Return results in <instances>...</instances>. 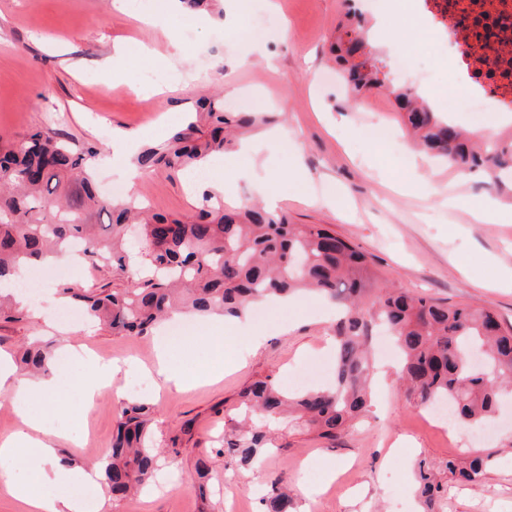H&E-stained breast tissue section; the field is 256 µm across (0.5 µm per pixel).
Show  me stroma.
I'll list each match as a JSON object with an SVG mask.
<instances>
[{
	"instance_id": "1",
	"label": "stroma",
	"mask_w": 512,
	"mask_h": 512,
	"mask_svg": "<svg viewBox=\"0 0 512 512\" xmlns=\"http://www.w3.org/2000/svg\"><path fill=\"white\" fill-rule=\"evenodd\" d=\"M371 45L382 56H416L432 75L422 86L429 99L453 98L451 66L441 56L434 34L422 17L381 22L377 0H361ZM346 0H227L226 19L205 13L166 15L159 28L145 27L117 13L112 0H0V138L18 141L34 130L55 129L95 146L98 187L128 175L129 156L120 146L125 134H144L152 143L167 137L192 108L201 85L241 97H264L283 118L254 136L256 150L236 180L237 201L260 200L263 184H272L294 224H319L349 239L364 252L379 283L425 294L451 304L494 311L512 327V285L496 277V262L512 261V193L496 187L489 171H458L424 154L414 167L403 163L394 143L366 137L368 124H395L393 100L385 91L348 97L329 47L344 20ZM265 33L263 53L248 67L238 58L249 48L248 27ZM187 33L196 52L171 65L177 80L163 94L143 96L134 79L168 50L166 32ZM127 52L117 68H108L116 47ZM288 141L287 151L266 148L269 135ZM335 203H325L329 190ZM200 185L166 170L141 175L135 192L161 213L190 211ZM480 201L495 210L481 222L469 204ZM268 321L251 324V335L228 336L225 351L240 355L228 365L213 351L193 354L192 367L218 373V380L188 390H150L154 404L151 440L164 449L166 472L139 494L112 502L99 491L95 512H260V496L275 477L288 482L298 512H419L412 494L419 461L440 464L461 459L474 447L467 428L437 419L409 399L396 365L378 364L369 412L348 434L333 441L318 438L295 421L281 423L275 451L238 463L224 453V434L233 427L239 392L270 376L286 382L297 369L315 370L330 358L335 320L325 301L302 295L288 305L269 304ZM56 308L37 300L33 313L18 321L0 319V354L9 355L33 339L83 343L101 359L138 355L155 359L165 338L115 336L86 325L81 318L59 324ZM120 373L118 392L83 406L69 389L60 392L63 413L52 427L61 435V454L90 468L112 445L121 407L134 400ZM482 445L495 449L485 477L476 484H449L444 512H512V452L503 450L512 436V402L504 404ZM210 460L213 482L226 494L202 503L194 487V463Z\"/></svg>"
}]
</instances>
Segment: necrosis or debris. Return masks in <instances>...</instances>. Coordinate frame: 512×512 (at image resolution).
Listing matches in <instances>:
<instances>
[{
    "label": "necrosis or debris",
    "mask_w": 512,
    "mask_h": 512,
    "mask_svg": "<svg viewBox=\"0 0 512 512\" xmlns=\"http://www.w3.org/2000/svg\"><path fill=\"white\" fill-rule=\"evenodd\" d=\"M424 11L456 74L455 109L512 116V0H425Z\"/></svg>",
    "instance_id": "obj_1"
}]
</instances>
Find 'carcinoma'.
<instances>
[{"instance_id": "cac0c4a2", "label": "carcinoma", "mask_w": 512, "mask_h": 512, "mask_svg": "<svg viewBox=\"0 0 512 512\" xmlns=\"http://www.w3.org/2000/svg\"><path fill=\"white\" fill-rule=\"evenodd\" d=\"M193 11L224 17V0H181ZM334 51L351 92L391 88L411 136L427 151L462 170L512 169V140L478 141L443 121L411 87L394 84L374 56L362 74L353 56L368 41L361 25L344 32ZM268 112H226L221 98L203 97L168 137L143 147L132 159L136 172L165 168L176 173L232 149L269 122ZM98 155L61 132L36 130L0 145V279L82 245L89 268L128 275L126 288L63 282L58 292L83 307L90 319L114 335L148 334L175 313L238 317L258 299L291 297L304 290L322 295L342 317L336 324V371L331 385L290 392L274 379L256 380L239 393L236 414L246 433L224 439V447L251 461L268 447L263 428L293 417L331 441L344 434L367 407L372 366L366 347L369 325L379 321L400 353L399 379L419 404L448 402L465 427L491 420L512 396V331L484 309L448 305L427 296L386 288L365 255L349 240L319 224H291L288 215L201 192L189 213L152 211L133 197L100 194L90 179ZM24 308L0 288V317L18 320ZM21 371L37 374L54 363L51 350L35 340L22 346ZM152 406L133 400L116 422L111 453L102 472L112 498L123 499L154 475L158 455L150 447ZM492 449L473 452L445 469L467 482L480 481ZM210 468L195 464L201 496L213 492ZM428 512L447 493L422 461L416 475ZM263 512H295L284 480H271L261 498Z\"/></svg>"}]
</instances>
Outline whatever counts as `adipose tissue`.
Here are the masks:
<instances>
[{"label":"adipose tissue","instance_id":"ef3b65f1","mask_svg":"<svg viewBox=\"0 0 512 512\" xmlns=\"http://www.w3.org/2000/svg\"><path fill=\"white\" fill-rule=\"evenodd\" d=\"M73 361L83 370L68 376L59 369L27 377L19 375L10 358L0 355V394L7 396L16 408L20 426L16 432L0 440V487L23 502L29 512H82L83 504L67 490L75 484L89 481L87 471L77 469L70 462L61 461L57 453V437L46 428L45 416L60 412L57 400L62 386H69L83 402L109 392L120 370H135L134 361H105L82 347H69ZM176 352L162 347L157 360L146 375L152 382L185 389L206 383L210 374L204 369L192 371L178 369ZM22 458L25 468L33 475V482L17 479L13 470L3 467L6 459ZM39 483L42 493H33L32 483Z\"/></svg>","mask_w":512,"mask_h":512}]
</instances>
